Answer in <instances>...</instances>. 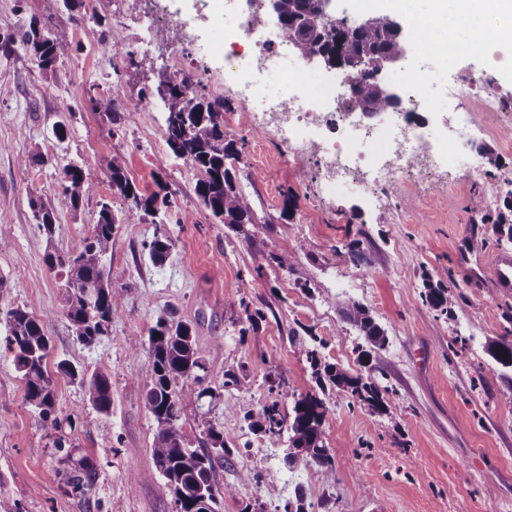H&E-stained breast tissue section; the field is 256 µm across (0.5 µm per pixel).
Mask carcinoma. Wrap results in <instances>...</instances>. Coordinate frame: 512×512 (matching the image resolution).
<instances>
[{
    "label": "carcinoma",
    "instance_id": "1",
    "mask_svg": "<svg viewBox=\"0 0 512 512\" xmlns=\"http://www.w3.org/2000/svg\"><path fill=\"white\" fill-rule=\"evenodd\" d=\"M280 14L285 26H291L298 18L305 23L292 36L298 53L303 56L321 50L329 60L358 77L353 87L354 102L364 112H379L392 106L383 98L377 82L368 73L355 68L363 56L370 58L375 67L388 58L400 56L401 41L385 27H366L352 31L341 25L323 31L317 19L316 0H279ZM41 22L34 18L23 34V42L29 47L32 57L42 69H49L57 57L54 40L41 39L38 27ZM168 87L169 95L163 100L166 113L167 145L172 153L189 161L202 174L196 191L213 220L229 227L241 228L256 223L257 216L249 197L237 186L236 164L243 155L245 138H232L224 132V111L229 109L226 101L210 100L193 89L190 80L180 81L160 77L155 89ZM112 172V191L120 194L127 207L121 218H116L112 207L104 202L99 211L97 224L91 234L81 238L65 254L48 258L49 267L64 275V302L66 317L71 323L77 339L91 345L105 335L112 318L121 312L120 294L112 290L105 260L112 249V235L116 223L140 224L171 206L170 193L165 187L160 191L145 194L126 175V160L115 155L109 163ZM64 196L73 207H78L83 196L94 192V187L85 181L83 170L76 164L62 168L58 175ZM504 210L499 212L495 223L506 232L512 242V188L503 198ZM173 247L172 239L163 234L149 245V255L157 265H163ZM298 248L281 254L270 255V260L285 271L292 270L297 259ZM430 303L452 311L453 297L437 288L429 294ZM343 319L351 323L364 336L368 348L360 352L362 363L370 365L372 352L384 346V329L374 320L359 302L346 298L340 305ZM7 349L25 382V401L38 410L43 426L56 434L54 445L64 444V426H72L70 417H61L55 412V385L45 369V358L50 351V339L43 327L30 314L21 309L7 313ZM148 373L150 388L146 394L148 409L157 424L152 456L156 470L164 475L175 493L178 512H220L224 502V491L213 481L215 466L224 461V433L210 425L205 430L203 443L206 450L189 446L179 424L185 406L198 403L204 397L216 398L212 390L202 387L206 360L197 347L195 329L188 323L176 319H159L149 334ZM492 358L504 368H512V342L502 340L492 344ZM307 357L315 368L320 383L328 382L339 390H347L367 403L383 411L384 401L371 382L360 377H351L334 365L320 366L316 350L307 351ZM58 369L84 389L95 414H86L83 427L98 426V417L107 416L112 409L111 382L104 369L100 368L87 376L62 362ZM292 417L285 421L277 402L265 403L247 416L249 428L263 434L268 447L277 449L283 469L271 470L268 477L276 479L288 472L292 482L288 483L289 496L284 512H306L303 507H293L294 502L303 501V489L293 480L296 472L304 467L321 479L329 480L335 472V463L324 442L326 406L319 396L307 393L293 396ZM288 440H283V433ZM67 485L71 491L87 494L93 486L96 471L86 458L78 466L65 471Z\"/></svg>",
    "mask_w": 512,
    "mask_h": 512
}]
</instances>
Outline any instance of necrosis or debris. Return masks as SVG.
I'll list each match as a JSON object with an SVG mask.
<instances>
[{
	"instance_id": "1",
	"label": "necrosis or debris",
	"mask_w": 512,
	"mask_h": 512,
	"mask_svg": "<svg viewBox=\"0 0 512 512\" xmlns=\"http://www.w3.org/2000/svg\"><path fill=\"white\" fill-rule=\"evenodd\" d=\"M232 23L224 36V78L281 134L286 161L307 159L359 192L385 195L403 175L423 169L436 174L454 167L455 156L434 148L424 124L407 121L405 111L424 109L422 82L410 62L393 74L397 106L362 112L353 102V76L336 85L311 80L294 64L297 52L286 34L272 33L251 18L246 0H199ZM484 81L477 74L448 82V106L459 119L448 129L449 144L467 136L480 112L500 113L512 123V103L473 90Z\"/></svg>"
}]
</instances>
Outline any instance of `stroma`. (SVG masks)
<instances>
[{"mask_svg": "<svg viewBox=\"0 0 512 512\" xmlns=\"http://www.w3.org/2000/svg\"><path fill=\"white\" fill-rule=\"evenodd\" d=\"M176 5L188 28L160 41L149 37L143 0H79L71 11L53 0H0V44H10L0 47V239L7 243L0 249V487L22 512H176L170 483L154 471L156 422L146 403L148 332L171 315L193 324L205 383L221 392L212 405L187 406L180 424L194 448L208 426L224 433L227 461L214 471L224 490L222 512L284 506L287 485L266 478L278 461L246 417L274 401L291 418L294 395L318 391L336 473L327 482L301 473L308 512H512V369L488 354L491 343L512 340V293L474 286L458 259L472 246L485 265L498 251L512 252L491 222L503 209L502 186L512 181V130L478 113L453 179L404 178L380 204L335 187L309 163H285L279 134L229 90L220 53L202 56L187 44L192 30L203 44L223 43V17L197 0ZM34 18L58 46L47 70L21 40ZM482 66L480 56L454 59L428 48L423 90L432 108L411 118L428 126L435 147L445 148L454 120L449 78ZM163 75L190 77L207 98L230 103L224 130L248 141L238 185L258 217L246 234L210 218L196 193L200 172L166 143L164 113L144 111L147 88ZM90 88L99 104L87 97ZM61 123L67 133L60 139ZM35 145L41 158L30 152ZM485 149L498 157V168L484 163ZM116 153L141 191L166 187L172 206L164 224L117 226L107 267L123 312L87 346L75 337L45 257L87 236L101 203L117 214L125 209L111 187ZM71 163L96 188L76 209L57 184ZM471 166L478 176H469ZM34 187L54 213L53 236L38 227ZM289 192L297 207L288 220L282 210ZM164 231L174 247L159 266L148 245ZM353 241L364 255L358 263L341 255ZM293 247L300 253L292 271L269 262ZM437 286L453 294V313L426 303L427 289ZM347 296L363 303L388 336L372 360L382 411L336 388L319 389L303 349L318 339L323 363L366 376L360 338L338 311ZM17 307L50 336L48 369L64 360L88 374L101 367L109 374L112 410L90 431L82 426L90 409L83 389L57 375L55 408L73 421L67 447H54L24 399L6 348V315ZM248 307L263 314L251 330ZM231 374L243 386L226 385ZM68 457L94 462L90 494L66 493L60 471Z\"/></svg>", "mask_w": 512, "mask_h": 512, "instance_id": "stroma-1", "label": "stroma"}]
</instances>
